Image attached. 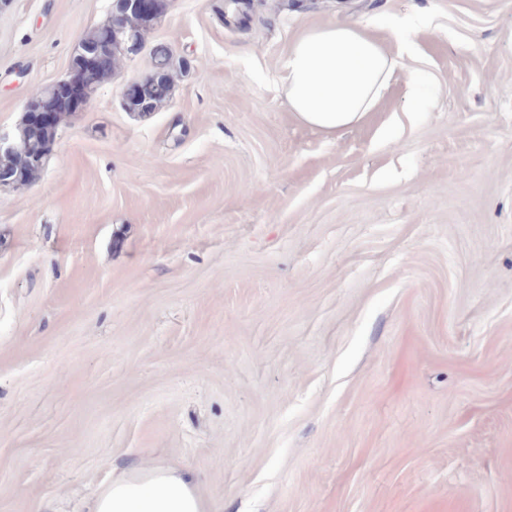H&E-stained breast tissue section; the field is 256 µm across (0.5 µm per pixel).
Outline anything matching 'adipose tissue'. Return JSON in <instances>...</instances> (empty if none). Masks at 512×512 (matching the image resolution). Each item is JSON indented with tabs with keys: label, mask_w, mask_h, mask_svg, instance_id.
Wrapping results in <instances>:
<instances>
[{
	"label": "adipose tissue",
	"mask_w": 512,
	"mask_h": 512,
	"mask_svg": "<svg viewBox=\"0 0 512 512\" xmlns=\"http://www.w3.org/2000/svg\"><path fill=\"white\" fill-rule=\"evenodd\" d=\"M398 65L357 24L306 29L283 60L294 117L328 137L359 123L380 100ZM90 512H208L190 470L156 466L112 480Z\"/></svg>",
	"instance_id": "adipose-tissue-1"
}]
</instances>
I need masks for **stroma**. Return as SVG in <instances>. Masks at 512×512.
<instances>
[{
    "label": "stroma",
    "mask_w": 512,
    "mask_h": 512,
    "mask_svg": "<svg viewBox=\"0 0 512 512\" xmlns=\"http://www.w3.org/2000/svg\"><path fill=\"white\" fill-rule=\"evenodd\" d=\"M112 2L0 6L1 134ZM318 23L399 62L333 139L282 85ZM146 42L168 105L126 60L0 185V512L156 465L210 512H512V0H166ZM153 68L149 75L137 82L135 94L127 98L129 109L145 106L147 112H155L170 101L175 84L172 75L180 66L174 63L172 51L165 43H157L150 49Z\"/></svg>",
    "instance_id": "1"
}]
</instances>
